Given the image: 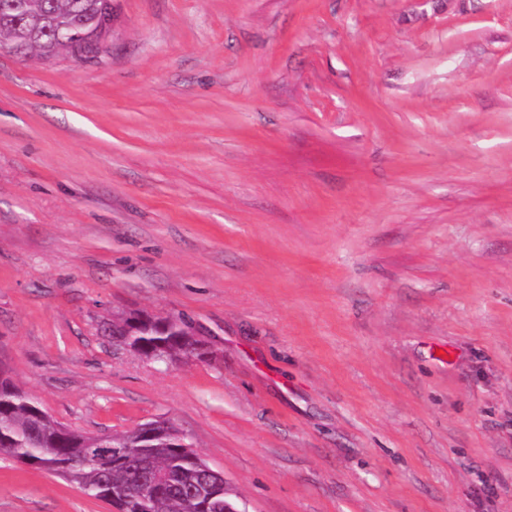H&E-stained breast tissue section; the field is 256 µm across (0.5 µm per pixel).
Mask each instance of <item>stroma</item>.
<instances>
[{"mask_svg": "<svg viewBox=\"0 0 512 512\" xmlns=\"http://www.w3.org/2000/svg\"><path fill=\"white\" fill-rule=\"evenodd\" d=\"M116 14L100 60L0 56V368L173 423L239 512H512V0ZM0 512L111 508L6 460ZM139 339L144 343V356L150 360L164 361L166 349L174 355L195 356L192 343L185 340L184 336H171L158 321Z\"/></svg>", "mask_w": 512, "mask_h": 512, "instance_id": "stroma-1", "label": "stroma"}]
</instances>
